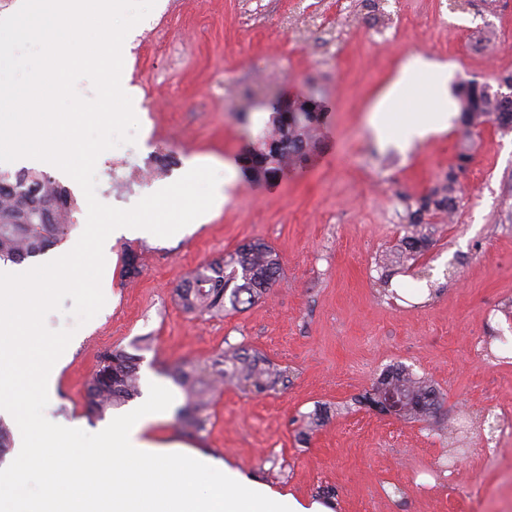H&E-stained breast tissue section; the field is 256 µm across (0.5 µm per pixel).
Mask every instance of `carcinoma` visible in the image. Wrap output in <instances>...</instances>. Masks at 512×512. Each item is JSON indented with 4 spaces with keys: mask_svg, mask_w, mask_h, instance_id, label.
<instances>
[{
    "mask_svg": "<svg viewBox=\"0 0 512 512\" xmlns=\"http://www.w3.org/2000/svg\"><path fill=\"white\" fill-rule=\"evenodd\" d=\"M463 124L477 127L495 117L499 131L512 130V75L498 79V87L475 80L468 81L460 93ZM319 115L292 112L288 117V134L275 126L272 143L287 142L278 154V168L294 166L300 161L299 149L308 147L316 130ZM39 190L37 200L52 207L53 223H35V214L20 207V198L29 188ZM74 200L68 189L46 174L20 172L15 178L0 173V260L20 262L38 256L66 240L73 228L71 214ZM280 275V263L266 244L245 245L224 260L197 271L182 289L180 299L188 311L218 312L231 305L250 304L269 290ZM181 389L184 404L177 421L192 433L208 430L210 406L225 383L256 392L288 388V369L266 360L257 352L232 348L199 361L190 370L171 373ZM141 395L138 366L132 354L123 349H109L97 355L96 367L85 383V406L88 415L103 418ZM386 398L396 399L395 414L426 421L443 405L442 396L430 390L422 377L403 369L395 376H385L374 388L369 401L378 405Z\"/></svg>",
    "mask_w": 512,
    "mask_h": 512,
    "instance_id": "1",
    "label": "carcinoma"
}]
</instances>
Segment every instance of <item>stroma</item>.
Masks as SVG:
<instances>
[{
  "label": "stroma",
  "instance_id": "35a3bbf8",
  "mask_svg": "<svg viewBox=\"0 0 512 512\" xmlns=\"http://www.w3.org/2000/svg\"><path fill=\"white\" fill-rule=\"evenodd\" d=\"M408 21L387 39L372 30L394 21L368 0H156L123 55L121 84L136 105V141L102 160L154 168L149 185L104 182L109 203L134 206L209 165L220 173L205 222L177 238L121 237L112 243L111 288L85 324L72 300L47 315L49 329H74L56 373L46 417L96 427L83 400L99 352L138 356L141 385L173 388L175 369L229 347L255 350L290 371L287 389L256 393L225 386L211 407L205 439L176 423L182 394L163 412L160 441L213 458L247 483L325 512H472L449 481L483 495L512 470V446L483 460L448 443L459 408L473 423L512 415V359L477 352L476 340L512 328V132L466 128L458 106L401 102L387 143L373 137L377 101L416 60L445 67L448 94L469 80L496 84L512 74V0H401ZM321 104L320 139L300 167L276 178L247 171L242 157L271 125L270 101ZM433 124L409 149L402 113ZM467 154L459 163V154ZM50 175L78 203L71 239L86 224L80 186L33 159L6 164ZM455 180L461 215L422 209ZM421 225L423 253L404 268L386 256ZM261 241L279 256L281 275L255 304L216 315L187 313L179 298L193 273ZM133 250L138 274L123 275ZM408 368L442 395L436 418L418 421L365 400L389 371ZM320 413L307 428L305 418ZM455 457V479L423 493L406 475L415 465Z\"/></svg>",
  "mask_w": 512,
  "mask_h": 512
}]
</instances>
